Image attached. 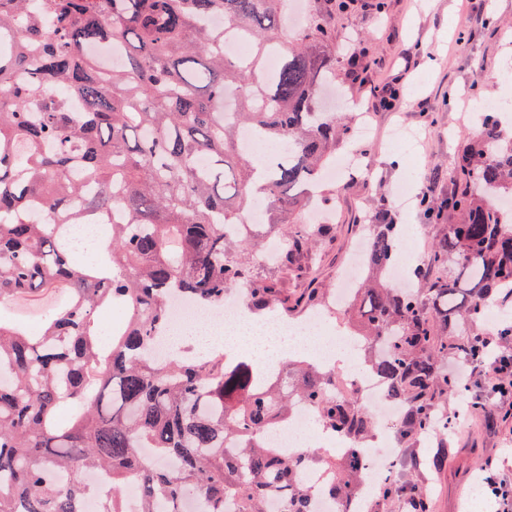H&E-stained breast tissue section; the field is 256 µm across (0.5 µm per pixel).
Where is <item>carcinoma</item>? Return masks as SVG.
<instances>
[{
    "mask_svg": "<svg viewBox=\"0 0 512 512\" xmlns=\"http://www.w3.org/2000/svg\"><path fill=\"white\" fill-rule=\"evenodd\" d=\"M27 2L0 0V30L19 29L16 50L0 53V299L65 295L36 335L0 321V512H81L90 469L110 475L98 512H126L132 480L138 512H182L189 498L199 512H228L231 500L237 512H268L273 494L286 497L287 512H311L307 467L347 501L363 483L373 425L327 393L326 370L263 377L248 358L156 355L172 294L208 311L224 303L227 284L248 279L251 307L282 315L276 290L253 279L240 254L269 227L283 229L274 260L292 271L335 236L332 224H302L305 186L349 131L318 98L336 65L333 29L320 13L288 29V0H45L43 15ZM213 16L250 43L248 57L216 49L219 36L204 28ZM101 44L117 46L124 64L99 71L83 51ZM270 55L279 63L265 80ZM496 127L466 147L458 191L420 202L429 220L459 222L444 225L428 267L414 272L419 291L386 281L352 301L365 341L379 346L370 369L405 407L401 441L447 429L440 403L469 398L472 386L448 378L442 362L481 358L474 329L512 289V218L492 203L512 197V140ZM244 130L274 150L257 160ZM257 196L265 223L230 234ZM379 219L366 263L386 272L398 225L386 210ZM76 224L108 226L95 259L70 246ZM103 308L124 314L107 339ZM301 402L313 405L315 427L350 439L341 464L319 448L291 454L267 442ZM143 448L155 450V464ZM425 499L418 480L396 474L377 486L375 506Z\"/></svg>",
    "mask_w": 512,
    "mask_h": 512,
    "instance_id": "cac0c4a2",
    "label": "carcinoma"
}]
</instances>
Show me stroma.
<instances>
[{"label": "stroma", "instance_id": "stroma-1", "mask_svg": "<svg viewBox=\"0 0 512 512\" xmlns=\"http://www.w3.org/2000/svg\"><path fill=\"white\" fill-rule=\"evenodd\" d=\"M328 22L336 33L331 52L337 93L323 101L351 127L356 121L350 105L362 103L372 116V132L340 142L337 157L361 151L359 169L349 170L337 190L309 199V209L330 212L335 237L317 242L300 272L266 264L254 268L257 279L289 302L313 288L321 299L333 295L361 226L374 223L379 209H387L408 232L422 229L434 240L441 226L418 204L401 206L397 186L411 182L422 191L430 185L438 196L453 191V172L473 138L469 113L475 104L512 90L505 75L512 59V0H351L347 9L331 11ZM397 127L419 133L416 150L391 142ZM447 442V471L416 470L407 459L396 469L417 474L430 491L432 512H463L486 458L512 467V425L489 428L478 408Z\"/></svg>", "mask_w": 512, "mask_h": 512}]
</instances>
